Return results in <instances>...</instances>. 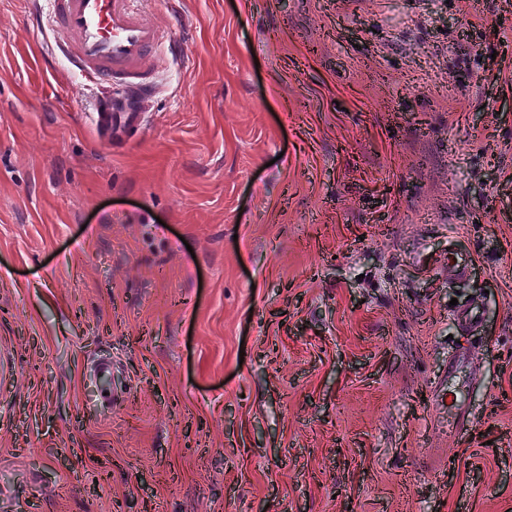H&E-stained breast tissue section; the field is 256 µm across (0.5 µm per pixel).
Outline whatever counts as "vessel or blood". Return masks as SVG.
<instances>
[{
	"label": "vessel or blood",
	"mask_w": 512,
	"mask_h": 512,
	"mask_svg": "<svg viewBox=\"0 0 512 512\" xmlns=\"http://www.w3.org/2000/svg\"><path fill=\"white\" fill-rule=\"evenodd\" d=\"M35 22H48L51 57H63L73 75L93 85L96 124L112 135L115 124L136 126L137 112H117L115 88L154 87V58L168 31L145 17L144 0H30Z\"/></svg>",
	"instance_id": "vessel-or-blood-1"
}]
</instances>
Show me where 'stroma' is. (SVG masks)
<instances>
[{"label": "stroma", "instance_id": "35a3bbf8", "mask_svg": "<svg viewBox=\"0 0 512 512\" xmlns=\"http://www.w3.org/2000/svg\"><path fill=\"white\" fill-rule=\"evenodd\" d=\"M145 8L107 141L0 0V512H512V0Z\"/></svg>", "mask_w": 512, "mask_h": 512}]
</instances>
